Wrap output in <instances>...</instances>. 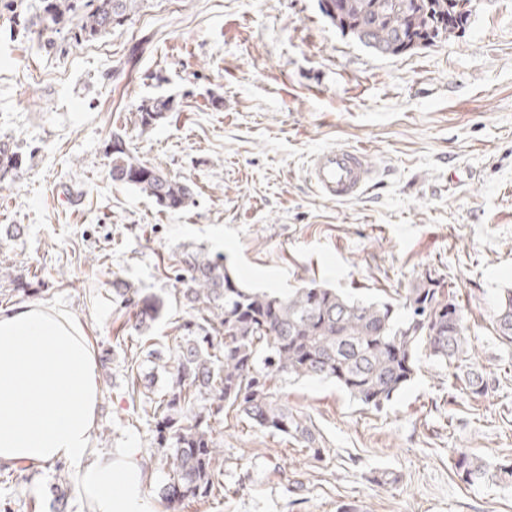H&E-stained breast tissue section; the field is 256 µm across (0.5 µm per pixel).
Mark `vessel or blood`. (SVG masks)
Wrapping results in <instances>:
<instances>
[{"mask_svg":"<svg viewBox=\"0 0 512 512\" xmlns=\"http://www.w3.org/2000/svg\"><path fill=\"white\" fill-rule=\"evenodd\" d=\"M306 172L320 196L336 201L361 197L376 178L364 152L346 146H331L311 154Z\"/></svg>","mask_w":512,"mask_h":512,"instance_id":"1","label":"vessel or blood"}]
</instances>
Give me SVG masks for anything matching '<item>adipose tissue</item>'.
Wrapping results in <instances>:
<instances>
[{"mask_svg":"<svg viewBox=\"0 0 512 512\" xmlns=\"http://www.w3.org/2000/svg\"><path fill=\"white\" fill-rule=\"evenodd\" d=\"M84 326L63 310H0V463L66 461L93 512H151L134 451L93 453L100 399Z\"/></svg>","mask_w":512,"mask_h":512,"instance_id":"adipose-tissue-1","label":"adipose tissue"}]
</instances>
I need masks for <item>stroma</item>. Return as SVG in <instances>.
Segmentation results:
<instances>
[{
	"label": "stroma",
	"mask_w": 512,
	"mask_h": 512,
	"mask_svg": "<svg viewBox=\"0 0 512 512\" xmlns=\"http://www.w3.org/2000/svg\"><path fill=\"white\" fill-rule=\"evenodd\" d=\"M37 5L0 0V137L23 155L0 183V309L42 304L85 325L102 360L95 452L150 455L148 400L167 379L149 352L173 355L190 317L174 297L185 246L224 254L244 285L279 293L316 281L396 301L440 276L485 396L459 392L452 367L426 358L378 411L330 380H278L321 454L230 422L217 435L223 496L179 512H512L511 487L465 483L451 464L455 448L512 461V347L494 322L512 289V0H476L461 34L393 57L342 34L319 0H144L81 44L65 27L45 40L26 30ZM156 97L174 108L141 128L136 109ZM116 133L190 185L185 209L113 184ZM334 145L377 171L358 199L321 197L307 179V157ZM116 279L165 298L146 335L113 304ZM135 378L144 400L128 394ZM0 469V512H52L59 477L77 476L61 462ZM382 472L393 483L378 484Z\"/></svg>",
	"instance_id": "35a3bbf8"
}]
</instances>
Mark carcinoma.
<instances>
[{
	"label": "carcinoma",
	"mask_w": 512,
	"mask_h": 512,
	"mask_svg": "<svg viewBox=\"0 0 512 512\" xmlns=\"http://www.w3.org/2000/svg\"><path fill=\"white\" fill-rule=\"evenodd\" d=\"M38 34L71 26L76 42L94 40L124 25L143 0H40ZM322 13L343 34L375 53L398 56L465 30L474 0H327ZM170 100L147 99L138 106L143 128L161 123ZM116 185L150 198L162 211L185 208L191 197L183 181L137 159L125 140L107 147ZM23 157L0 139V181L17 172ZM176 294L189 307L187 335L176 341L173 363L160 367L167 390L153 410L158 458L168 466L159 490L167 507L224 492L214 424L233 416L263 431L292 438L318 454L313 425L281 403L274 381L318 378L336 382L349 399L378 410L414 378L419 355L456 365V384L471 396L488 385L468 365V337L458 304L438 279L426 277L403 297L404 315L387 300H364L317 283L283 295L243 285L224 263L202 248L187 247L177 259ZM112 301L132 309L129 328L142 336L163 316L165 299L125 282L112 284ZM498 340L512 346V289L499 297ZM452 468L467 483L512 486V463L490 465L466 448Z\"/></svg>",
	"instance_id": "carcinoma-1"
}]
</instances>
